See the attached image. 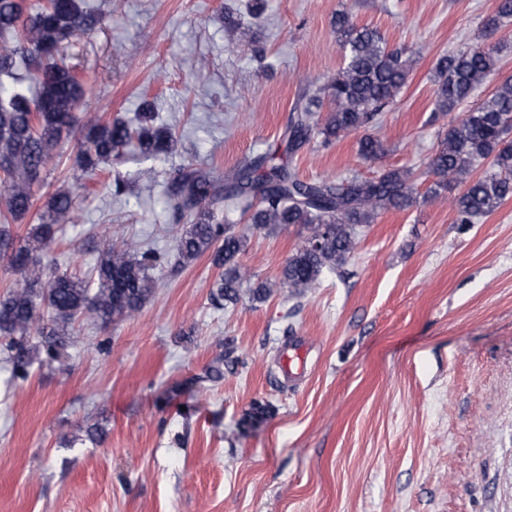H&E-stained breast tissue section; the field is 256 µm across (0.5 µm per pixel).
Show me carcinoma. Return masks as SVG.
<instances>
[{
  "label": "carcinoma",
  "instance_id": "1",
  "mask_svg": "<svg viewBox=\"0 0 512 512\" xmlns=\"http://www.w3.org/2000/svg\"><path fill=\"white\" fill-rule=\"evenodd\" d=\"M511 17L512 0H497L484 30L495 33ZM107 20L83 0H45L34 10L23 0H0V191L15 220L29 213L53 148L76 127L84 141L74 167L85 175L130 146L151 159L174 149L171 130L158 124L147 107L133 123L103 122L90 111L76 112L85 90L59 54L70 39ZM334 27L342 64L323 88L328 116L319 122L323 98L317 93L296 108L286 136L292 153L316 136L329 142L367 127L395 102L412 69L411 52L389 47L376 28L358 24L350 12L336 14ZM496 54L494 46L474 47L444 54L433 67L435 111L447 115L469 105L462 119L450 122L426 170L433 178L428 193L435 197L462 187L454 200L459 224H474L512 198V77L503 79L488 99L470 103L494 73ZM383 151L380 140L370 135L359 140L364 161L378 159ZM478 168L481 175L472 177ZM418 179L410 169L388 167L371 178L352 174L305 181L277 152L268 151L226 175L221 193L214 177L180 168L168 192L171 210L187 221L176 253L184 263L209 254L221 269L213 284L214 301L235 303L240 288L251 282L241 262L247 238L219 221L216 210L240 215L255 232L300 226L306 237L288 257L276 286L301 295L319 286L324 270L346 262L357 244L356 228L374 223L385 211L414 206ZM74 223L71 192L60 189L47 198L40 223L32 225L23 242L15 243L9 225L0 226V258L22 276L0 294V336L9 338L5 350L19 377L27 374L31 333L47 337L46 353L54 360L75 321L108 325L127 319L153 293L150 271L162 264V256L132 243L103 240L88 280L53 270L45 258L56 226ZM276 286H251L252 300L265 301Z\"/></svg>",
  "mask_w": 512,
  "mask_h": 512
}]
</instances>
